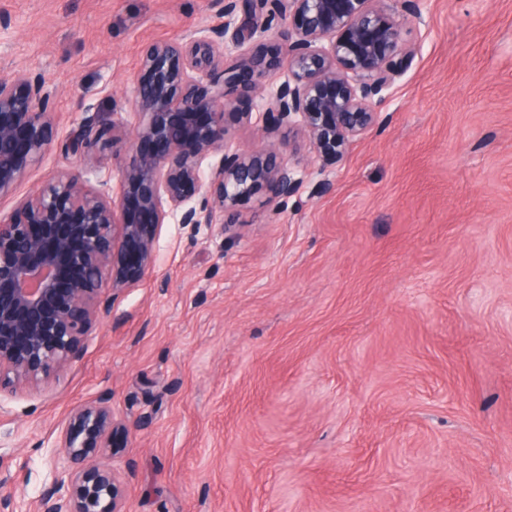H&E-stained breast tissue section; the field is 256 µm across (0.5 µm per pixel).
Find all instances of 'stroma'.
<instances>
[{
	"label": "stroma",
	"instance_id": "35a3bbf8",
	"mask_svg": "<svg viewBox=\"0 0 512 512\" xmlns=\"http://www.w3.org/2000/svg\"><path fill=\"white\" fill-rule=\"evenodd\" d=\"M223 4L0 0V77L42 74L57 125L15 198L75 166L119 198L76 136L134 128L142 49ZM403 37L342 157L301 143L299 191L240 201L234 230L162 225L82 359L0 401V495L36 512L71 409L106 392L125 512H512V0H427ZM235 107L229 147L287 141L259 97Z\"/></svg>",
	"mask_w": 512,
	"mask_h": 512
}]
</instances>
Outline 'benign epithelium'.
<instances>
[{
  "label": "benign epithelium",
  "instance_id": "1",
  "mask_svg": "<svg viewBox=\"0 0 512 512\" xmlns=\"http://www.w3.org/2000/svg\"><path fill=\"white\" fill-rule=\"evenodd\" d=\"M237 2L224 0L221 21L188 41L143 50L132 133L115 123L83 128L88 150L128 144L119 200L69 169L0 212V401L82 358L83 337L101 316L99 295L142 277L169 217L209 224L260 190L271 200L299 191L302 178L284 152L226 150L229 121L251 120L234 111L230 94L266 93L268 110L294 134L288 152L302 139L322 159L341 156L377 122V104L416 51L402 27L423 16V0H263L266 13L244 16ZM247 42L254 50L225 62L224 49ZM49 102L41 75L0 79V200L52 147ZM217 152L224 156L204 184L202 164ZM114 426L107 394L72 411L38 512H124L119 467L104 446Z\"/></svg>",
  "mask_w": 512,
  "mask_h": 512
}]
</instances>
